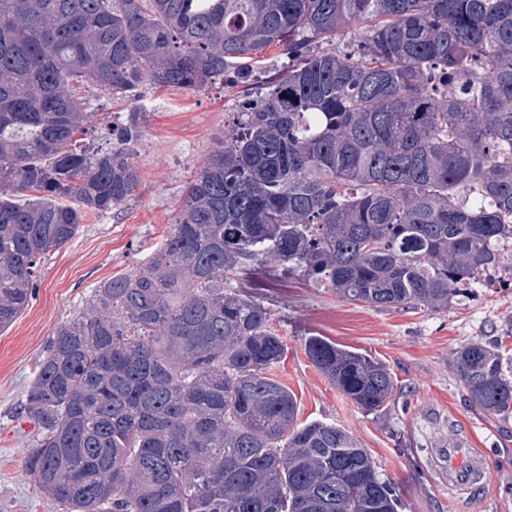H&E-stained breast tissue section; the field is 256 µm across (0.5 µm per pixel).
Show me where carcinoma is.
Returning a JSON list of instances; mask_svg holds the SVG:
<instances>
[{"mask_svg": "<svg viewBox=\"0 0 512 512\" xmlns=\"http://www.w3.org/2000/svg\"><path fill=\"white\" fill-rule=\"evenodd\" d=\"M350 49H321L352 25ZM275 46L283 70L262 66ZM236 69L238 120L163 245L100 283L37 367L25 471L63 512H398L351 434L298 422L284 352L234 286L266 261L348 302L439 310L512 272V0H0V332L87 214L140 175L145 113L80 144L91 85L195 88ZM306 355L383 412L386 364L322 336ZM470 406L512 417L495 343L451 355Z\"/></svg>", "mask_w": 512, "mask_h": 512, "instance_id": "carcinoma-1", "label": "carcinoma"}]
</instances>
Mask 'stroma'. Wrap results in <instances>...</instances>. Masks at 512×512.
<instances>
[{
    "instance_id": "35a3bbf8",
    "label": "stroma",
    "mask_w": 512,
    "mask_h": 512,
    "mask_svg": "<svg viewBox=\"0 0 512 512\" xmlns=\"http://www.w3.org/2000/svg\"><path fill=\"white\" fill-rule=\"evenodd\" d=\"M236 72L198 88L148 90L138 105L91 95L87 138L109 149L108 127L132 108L146 130L132 152L141 179L116 211L87 215L80 233L39 270L35 299L0 333V512H54L25 472L35 432L19 420L20 404L59 327L84 316L94 288L133 270L170 234L184 190L206 157L224 143L237 118ZM248 295L270 312L284 355L269 371L295 395L300 422L323 420L351 433L395 488L399 512H459L464 494L448 490L429 465L433 448L459 433L488 459L489 488L468 512H512V419L471 407L449 361L452 351L482 339L498 343L512 377V279L477 288L448 308L378 309L341 300L301 274L249 277ZM383 361L397 385L382 414L360 409L309 361L307 337Z\"/></svg>"
}]
</instances>
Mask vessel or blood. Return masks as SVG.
Here are the masks:
<instances>
[{"instance_id": "1", "label": "vessel or blood", "mask_w": 512, "mask_h": 512, "mask_svg": "<svg viewBox=\"0 0 512 512\" xmlns=\"http://www.w3.org/2000/svg\"><path fill=\"white\" fill-rule=\"evenodd\" d=\"M433 466L449 489H460L475 497L487 490L485 455L482 450L469 447L465 437H453L450 448L435 458Z\"/></svg>"}]
</instances>
